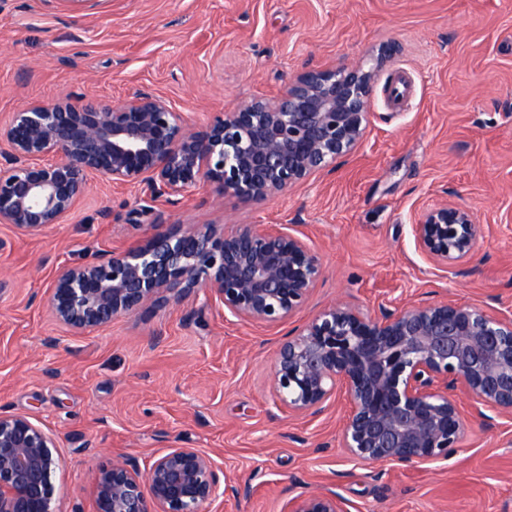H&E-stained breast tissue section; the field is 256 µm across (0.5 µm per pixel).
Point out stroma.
Returning a JSON list of instances; mask_svg holds the SVG:
<instances>
[{
    "label": "stroma",
    "instance_id": "obj_1",
    "mask_svg": "<svg viewBox=\"0 0 512 512\" xmlns=\"http://www.w3.org/2000/svg\"><path fill=\"white\" fill-rule=\"evenodd\" d=\"M373 67L365 137L336 169L262 201L204 182L175 203L91 176L60 224H0V413L51 434L55 512H94L113 458L147 469L206 451L224 491L208 512H284L333 491L349 512H512V418L462 400L460 448L423 467L366 465L341 448L349 411L284 407L280 342L324 309L451 301L512 314V0H0V123L32 101L164 97L193 128L272 98L313 69ZM466 205L484 230L465 262L435 267L412 226ZM259 224L301 237L324 275L289 322L224 312L207 291L78 333L47 305L58 268L144 244L160 230Z\"/></svg>",
    "mask_w": 512,
    "mask_h": 512
}]
</instances>
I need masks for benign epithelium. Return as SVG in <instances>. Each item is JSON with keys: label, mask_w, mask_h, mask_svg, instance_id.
<instances>
[{"label": "benign epithelium", "mask_w": 512, "mask_h": 512, "mask_svg": "<svg viewBox=\"0 0 512 512\" xmlns=\"http://www.w3.org/2000/svg\"><path fill=\"white\" fill-rule=\"evenodd\" d=\"M375 74L361 66L310 70L272 99L221 112L200 130L166 99L136 93L117 104L31 102L0 124V224L39 231L60 224L89 177L141 185L169 202L202 181L267 200L331 171L364 137ZM418 248L440 267L474 252L470 211L448 201L413 225ZM323 275L299 237L256 224H202L153 234L145 245L61 268L53 316L97 329L205 288L230 315L276 325L295 315ZM272 380L293 412L319 415L336 392L349 414L342 447L367 465H423L454 454L465 420L448 393L512 415V317L452 302L380 309L334 305L278 348ZM55 438L27 416L0 413V512H54ZM95 512H207L221 482L210 456L172 448L146 471L119 456L94 475ZM286 512H347L332 491L298 495Z\"/></svg>", "instance_id": "benign-epithelium-1"}]
</instances>
